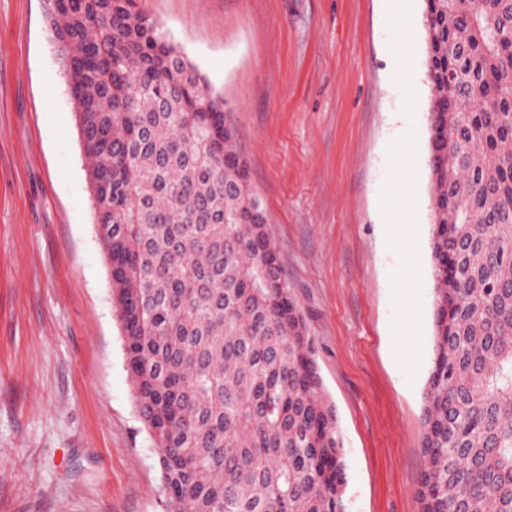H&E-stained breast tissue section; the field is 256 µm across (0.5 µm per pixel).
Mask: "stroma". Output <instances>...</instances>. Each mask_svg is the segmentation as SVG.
<instances>
[{"label":"stroma","mask_w":512,"mask_h":512,"mask_svg":"<svg viewBox=\"0 0 512 512\" xmlns=\"http://www.w3.org/2000/svg\"><path fill=\"white\" fill-rule=\"evenodd\" d=\"M233 110L336 408L347 512H419L423 0H138ZM412 56V78L397 58ZM0 512H169L44 0H0Z\"/></svg>","instance_id":"stroma-1"}]
</instances>
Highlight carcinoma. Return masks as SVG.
<instances>
[{
  "mask_svg": "<svg viewBox=\"0 0 512 512\" xmlns=\"http://www.w3.org/2000/svg\"><path fill=\"white\" fill-rule=\"evenodd\" d=\"M171 512H346L315 348L224 100L138 0L47 11ZM434 346L420 512H512V0H425Z\"/></svg>",
  "mask_w": 512,
  "mask_h": 512,
  "instance_id": "cac0c4a2",
  "label": "carcinoma"
}]
</instances>
